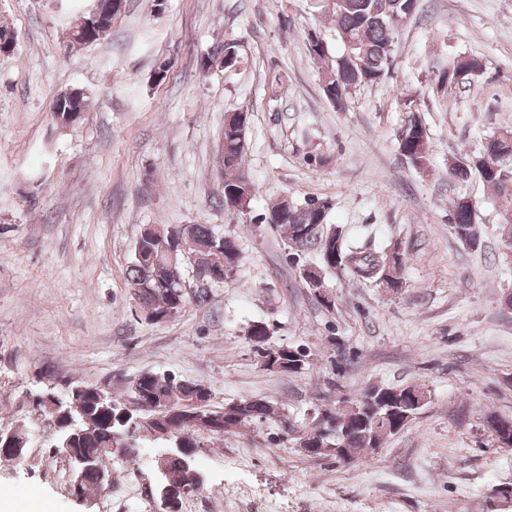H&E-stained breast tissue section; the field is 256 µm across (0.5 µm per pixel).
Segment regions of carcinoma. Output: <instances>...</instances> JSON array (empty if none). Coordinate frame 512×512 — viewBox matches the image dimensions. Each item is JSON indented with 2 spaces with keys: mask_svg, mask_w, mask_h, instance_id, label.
Wrapping results in <instances>:
<instances>
[{
  "mask_svg": "<svg viewBox=\"0 0 512 512\" xmlns=\"http://www.w3.org/2000/svg\"><path fill=\"white\" fill-rule=\"evenodd\" d=\"M326 12L334 22L336 40L342 51L328 59V49H318V42L307 39L310 57L318 62L330 60L323 72V91L335 88L345 96L360 88L380 84L387 76L398 37L420 9L419 0H334L325 4ZM100 40L96 33L86 31L85 19L72 27L70 44L82 46ZM483 60L477 56L457 55L432 66L435 72V89L446 92L464 83L482 71ZM88 96L74 89L59 93L52 105L51 120L62 119L68 111L87 112ZM248 114L234 115L224 125V157L222 161V190L218 204L224 211L236 214L249 209L255 185L245 172L246 147L240 144L247 131ZM398 149L407 162L418 171L427 170L431 142L421 119L409 113L398 132ZM480 178L506 206L512 207V129H503L487 139L483 152L472 158L454 159L448 164V179L464 181L472 173ZM320 198L303 201L278 200L264 214L270 226L284 234L295 261L312 253L324 274L349 276L357 281L382 285L399 291L395 283L382 279L385 269L393 260L404 266V254L396 246L382 243L373 249L355 245L348 234L328 224L329 208L319 211L313 204ZM448 223L455 237L463 244L478 245L480 230L475 212L463 203V197L453 200ZM203 246L224 247V263L230 270L238 268L240 252L233 238L217 232L209 224L170 225L166 228L151 227L141 233L133 248L127 268L128 286L138 304L151 310L164 309L172 304L167 292L171 287L172 271L168 268V252L176 249L179 257L192 256ZM411 392L410 388L369 387L354 398L357 408L340 409L327 406L318 412L317 424L308 429H298L288 415L263 396H247L229 402L246 424L238 434H247L250 426L263 421L278 420L285 435L292 436L295 444H311L316 448H380L386 439L398 434L406 426L402 418L392 426L390 416L395 405L389 398ZM188 394V387L171 375L151 374L141 379L131 391V401L114 398L99 402L90 392L73 394L87 415L88 423L83 435L76 441L79 448H107L124 443L125 454L135 452L140 434L152 432L166 440L170 448H198L199 432L189 422L179 421L175 429L168 430L155 424L153 407L167 403L172 409L181 406Z\"/></svg>",
  "mask_w": 512,
  "mask_h": 512,
  "instance_id": "carcinoma-1",
  "label": "carcinoma"
}]
</instances>
